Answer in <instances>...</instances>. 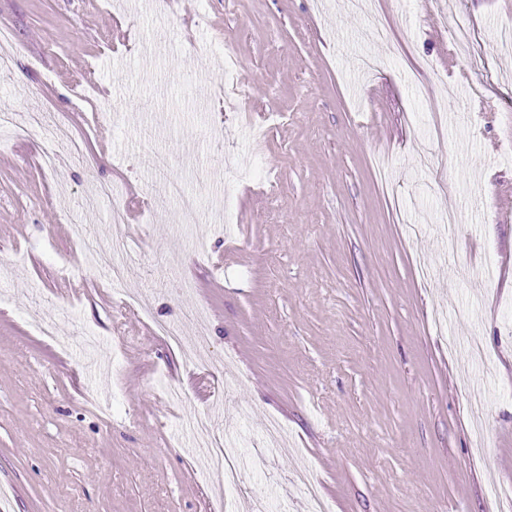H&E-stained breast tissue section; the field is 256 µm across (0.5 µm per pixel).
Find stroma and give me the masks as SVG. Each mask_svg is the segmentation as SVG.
Here are the masks:
<instances>
[{
    "label": "stroma",
    "instance_id": "stroma-1",
    "mask_svg": "<svg viewBox=\"0 0 512 512\" xmlns=\"http://www.w3.org/2000/svg\"><path fill=\"white\" fill-rule=\"evenodd\" d=\"M507 26L512 0H0L24 46L0 108L55 114L87 155L44 167V123L0 146V512H212L202 417L240 423L247 457L269 417L285 426L241 485L268 512H298L301 465L332 512H485L512 494ZM228 52L245 87L224 104ZM81 75L105 119L75 101ZM169 179L225 193L231 233L185 220ZM100 182L128 224L88 203ZM75 224L122 231V291ZM195 309L211 351L192 359L155 324ZM97 199H112V224H127V210L120 201V192L117 187L107 182L96 184L91 191L90 201Z\"/></svg>",
    "mask_w": 512,
    "mask_h": 512
}]
</instances>
